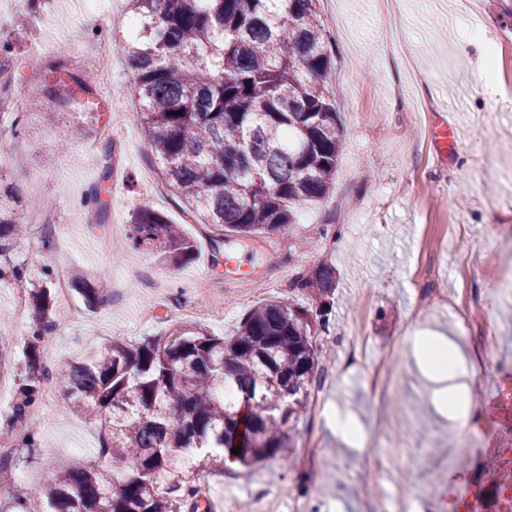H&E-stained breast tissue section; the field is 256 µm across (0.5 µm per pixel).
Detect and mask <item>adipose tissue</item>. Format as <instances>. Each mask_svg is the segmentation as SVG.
<instances>
[{"mask_svg": "<svg viewBox=\"0 0 512 512\" xmlns=\"http://www.w3.org/2000/svg\"><path fill=\"white\" fill-rule=\"evenodd\" d=\"M418 370L432 385V405L449 425L467 428L476 418L469 395L476 367L457 344L440 333L417 332L410 336Z\"/></svg>", "mask_w": 512, "mask_h": 512, "instance_id": "1", "label": "adipose tissue"}]
</instances>
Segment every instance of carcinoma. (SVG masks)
<instances>
[{
  "label": "carcinoma",
  "instance_id": "obj_1",
  "mask_svg": "<svg viewBox=\"0 0 512 512\" xmlns=\"http://www.w3.org/2000/svg\"><path fill=\"white\" fill-rule=\"evenodd\" d=\"M317 0H132L129 39L116 45L132 72L141 127L161 176L226 239L256 241L281 231L296 209L330 193L343 128L328 97L332 68ZM54 90L69 107L84 95L98 108L96 81L68 75ZM101 149L100 182L111 179L113 142ZM127 244L153 247L167 261L192 259L195 241L142 207ZM26 225L0 208V254L24 239ZM73 280L96 303L106 279ZM317 309L267 300L227 338L180 324L130 344L114 339L84 360L50 370L38 353L53 330L47 287L31 293L38 329L29 339L21 395L13 415H30L43 384L54 380L79 413L104 424L98 464H57L41 512H198L202 480L227 461L244 466L278 459L287 424L306 413L321 382L322 334L336 292V267L319 261L290 284ZM234 388L237 402L224 399ZM25 455L0 454V472L27 462L38 428L19 439ZM239 453H231L232 448ZM117 458L114 473L104 461ZM31 500L0 481V512H30Z\"/></svg>",
  "mask_w": 512,
  "mask_h": 512
}]
</instances>
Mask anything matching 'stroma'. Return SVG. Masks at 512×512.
Returning <instances> with one entry per match:
<instances>
[{"label": "stroma", "mask_w": 512, "mask_h": 512, "mask_svg": "<svg viewBox=\"0 0 512 512\" xmlns=\"http://www.w3.org/2000/svg\"><path fill=\"white\" fill-rule=\"evenodd\" d=\"M334 67L328 90L344 129L336 180L321 201L302 205L295 224L245 245L215 246L216 226L195 222L170 190L142 178L157 164L140 127L131 94L132 75L120 54L112 56V82L99 86L101 106L90 113L61 109L53 98L57 82L85 67L95 55L71 50L72 41L121 42L127 34V0H104L101 14L88 21L79 0H0V45L20 74L8 103L0 107V204L28 225L19 245L0 255V266L22 263L28 278L43 280V268L106 277L105 302L72 300L81 321L44 334L42 361L59 367L84 359L114 338L139 342L189 323L228 337L244 314L259 302L288 294L298 273L322 260L339 274L327 338L332 358L325 363L320 389L327 407L355 414L376 440L374 449L347 450L313 415L290 425V445L282 451L290 466L277 462L226 466L209 476L206 497L213 512L224 505H248L258 494L271 499V512H288L295 500L304 512H360L358 487L370 481L363 459L368 452H393L409 487L440 497L448 485H464L471 473L468 456L455 449L453 432L436 415L431 386L414 365L408 344L413 330L447 332L455 311L448 299L475 289L487 332L501 355L512 361V294L501 293L512 280V237L499 232L512 225V83L502 69H489L486 54L460 55L458 41L472 32L496 54L512 51V0H398L392 26L382 22L380 0H318ZM54 14L58 29L48 35L52 50L36 68L27 65L33 44L42 38L36 16ZM41 106L29 107L31 98ZM130 111L131 120L115 124ZM26 128L13 133L14 117ZM452 120L459 141L451 156L438 153L432 123ZM114 143L111 212L103 224L86 221L85 200L96 184L104 138ZM150 206L197 243V256L174 265L157 253L126 244L129 220ZM341 227L339 240L326 238L323 225ZM428 237L439 253L430 286L432 303L413 310L419 285V242ZM20 292L0 280V339L9 359L0 368L7 397L0 401V451L15 448L24 428L13 418L27 341L36 324L31 303L16 307ZM369 306L365 331L371 360L391 359L394 383L386 412H377L358 374L336 375L339 357L362 306ZM40 456L19 463L15 489L36 498L51 480L58 460L94 462L102 426L77 414L63 392L40 403L33 417ZM321 437L316 463L306 464L303 446L310 434ZM311 481L306 493L294 487L298 471Z\"/></svg>", "instance_id": "1"}]
</instances>
